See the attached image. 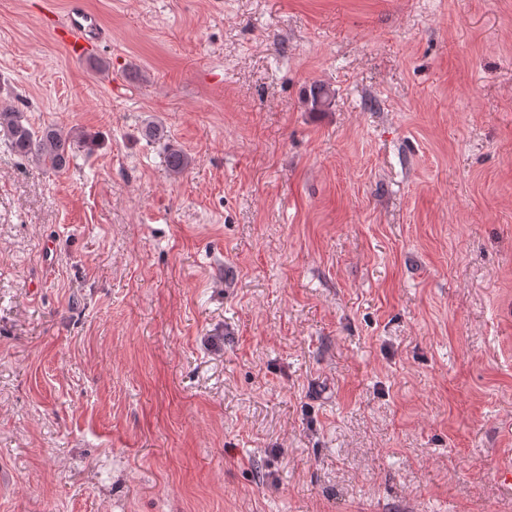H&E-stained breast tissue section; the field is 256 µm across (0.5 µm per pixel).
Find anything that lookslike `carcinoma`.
<instances>
[{"instance_id":"cac0c4a2","label":"carcinoma","mask_w":512,"mask_h":512,"mask_svg":"<svg viewBox=\"0 0 512 512\" xmlns=\"http://www.w3.org/2000/svg\"><path fill=\"white\" fill-rule=\"evenodd\" d=\"M330 102L329 87L324 84L315 85L312 108L321 111ZM0 134L6 137L4 144L11 152L22 158H30L42 168L55 173L67 167L74 145L85 148L89 153L94 152L98 146L96 138L90 135L84 134L76 139L55 127L35 128L24 113L13 107L0 110ZM168 159L175 175L182 174L189 164V158L174 146L168 148Z\"/></svg>"}]
</instances>
